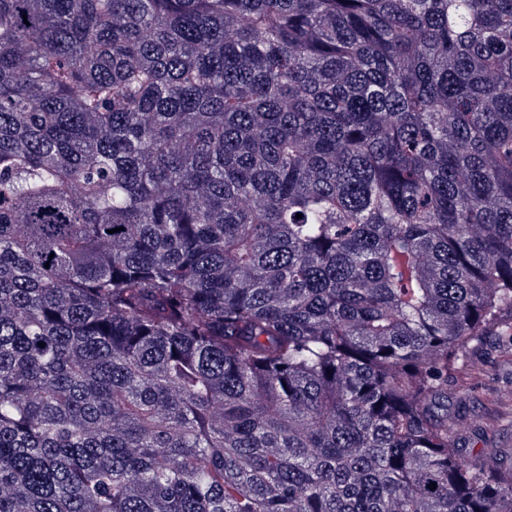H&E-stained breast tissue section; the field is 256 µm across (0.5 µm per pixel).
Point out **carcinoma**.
Instances as JSON below:
<instances>
[{
	"label": "carcinoma",
	"instance_id": "carcinoma-1",
	"mask_svg": "<svg viewBox=\"0 0 512 512\" xmlns=\"http://www.w3.org/2000/svg\"><path fill=\"white\" fill-rule=\"evenodd\" d=\"M506 322L512 0H0V512H512ZM452 384L466 396L467 420L477 421L478 450L512 448V345L492 337L464 365Z\"/></svg>",
	"mask_w": 512,
	"mask_h": 512
}]
</instances>
